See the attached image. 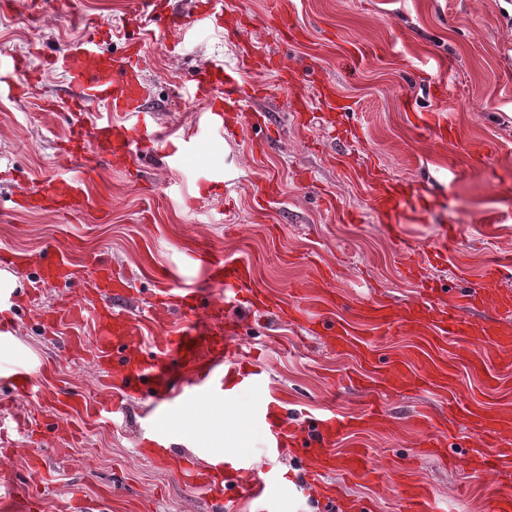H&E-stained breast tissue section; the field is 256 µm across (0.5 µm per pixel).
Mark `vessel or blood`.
<instances>
[{"mask_svg": "<svg viewBox=\"0 0 512 512\" xmlns=\"http://www.w3.org/2000/svg\"><path fill=\"white\" fill-rule=\"evenodd\" d=\"M168 0H142L140 14L148 21L143 36L129 44L122 55L112 57L100 50L101 26H94L82 38L57 51L52 58L40 59L38 65L14 57H0V90L13 94L25 83L33 70L62 72L76 92L72 108L87 104L100 108L94 118L79 123L70 132L72 140L97 153L131 155L141 150L147 140L141 118L148 110L152 89L143 77L144 48L147 39L182 42L188 32L186 24L167 20ZM266 73L273 80L288 78L290 68L284 57L256 56L249 69L224 65L213 59L193 72L189 78L192 96L202 103L197 115L198 126L190 127L181 136L184 151H194L199 125L224 131L237 124L248 112L255 96L269 93L267 84L248 80V73ZM336 109L332 88H323L317 102H300L295 110L305 123L317 120L319 113ZM84 174L68 171L46 179L34 192L20 191L14 205L20 211L48 208L74 211L89 203ZM403 189L390 192L371 190L370 209L376 215L395 216L404 199ZM203 267L211 292L178 293L163 289L157 306H164L166 297H180L183 321L176 332L157 340L139 357L128 354L130 338L136 332L132 318L114 309L111 300L127 296V280L98 256H91L84 267V278L96 290L107 294L108 300L90 305L82 300L60 304L54 317L79 321L93 315L97 330L91 342L95 360L105 373H119L118 387L125 396L151 400L154 404L175 400L209 399L222 402L226 395L246 377L244 362L230 350L235 324L227 316L226 293L247 294L251 284L249 265L242 262L207 259ZM512 274V255L489 262L478 283L449 294L445 289L422 287L417 300L394 307L382 298L363 304L359 316L369 328L360 333L330 312L312 314L313 299L297 296L287 309L290 322L320 331L330 347L339 352H354L367 366L369 375L381 377L388 388H417L441 395L450 410L462 412L470 432L459 442L452 441L450 431L424 417L415 424L422 452L442 456L453 453L455 463L467 470L485 488L486 512H512V417L489 411L482 399L466 395L457 386V371L465 369L482 380L485 389H497L503 375L512 373V332L488 323L477 327L465 318V311L483 305L498 316H512V291L500 289L505 274ZM38 276L42 282L71 281L73 273L68 261L54 251H45ZM425 331L420 343L391 362L377 360V343L389 336H406L416 327ZM36 374L25 366L6 373L7 384L17 393L32 388ZM59 413L80 410L86 416L99 414L94 400L68 394L58 399ZM260 419L267 426L269 451L287 455L288 445L282 439L284 422L275 399H264ZM380 403H371L367 413L339 418L328 416L317 422H303L299 433L307 454L304 462L311 478L320 481L335 468L346 475L368 482L385 481L386 473L372 459L367 449H352L343 460L331 452L338 437L349 430L386 421ZM141 454L169 464L176 472L189 476L209 490L216 498L231 502L252 501L262 504L263 512H278L273 501L276 481L271 470L257 467L248 455H240L236 466H228L223 456H212L205 469L193 468L188 459L173 453L167 445L165 432L151 431L142 441ZM398 495L405 512H433V493L423 483L400 486Z\"/></svg>", "mask_w": 512, "mask_h": 512, "instance_id": "b4317fda", "label": "vessel or blood"}]
</instances>
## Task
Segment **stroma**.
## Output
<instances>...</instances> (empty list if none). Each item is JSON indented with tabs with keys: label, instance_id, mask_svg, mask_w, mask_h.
<instances>
[{
	"label": "stroma",
	"instance_id": "35a3bbf8",
	"mask_svg": "<svg viewBox=\"0 0 512 512\" xmlns=\"http://www.w3.org/2000/svg\"><path fill=\"white\" fill-rule=\"evenodd\" d=\"M136 0H50L32 15L28 0H10L0 8V55L34 58L63 48L90 24L113 22L104 38L105 54L117 56L137 26H121ZM198 0H170V10L191 31L176 48L150 44L144 68L153 86L149 103L155 118L149 131H174L191 124L200 108L186 94L197 67L218 58L233 64L243 47L259 54L286 56L293 76L287 87L255 99L268 114L269 128L241 124L237 135L204 130L200 147L179 164L165 167L153 154L109 161L92 154L69 159L59 150L72 126L97 113L62 109L71 91L63 75L50 72L14 97L0 98V159L14 176L0 179V248L33 257L12 270L14 299L6 313L14 326L10 345L0 346V374L16 366L36 373L32 390L13 392L0 382V418L14 410L31 413L40 426V442L9 427V462L19 493L29 494L34 512H71V486H81L97 512H215L206 495L153 460L136 444L151 418L148 400L129 397L112 410L113 388L105 386L94 362L91 328L74 331L53 326L50 312L62 301L90 295L83 279L44 283L35 258L45 247L64 252L74 271L86 255L98 253L127 273L129 293L121 305L143 314L156 289L173 287L201 293L210 286L200 274L197 254L249 261L254 288L261 295L290 298L298 289L331 287L344 298L342 317L355 320L361 301L381 297L392 305L413 298L422 280L456 288L459 265L479 269L495 254H512V0H282L290 14L291 41L281 39L268 22V0H238L224 11V30L194 23ZM370 55L349 72L342 59L352 46ZM334 84L349 108L336 126L348 133L337 139L325 123L301 125L293 112L297 100H316L319 81ZM439 116L445 137L421 127L419 116ZM271 139L258 158L252 141ZM490 147L482 162L469 146ZM375 163L393 181L410 184L425 200L401 213L388 230L369 208L362 178ZM85 168L96 205L87 211L17 213L13 200L22 190L40 188L44 179L68 166ZM218 174L221 190H200L201 177ZM279 194L265 208L254 197L268 180ZM440 252V263L426 265L421 279H405L396 254L399 239ZM333 271L331 282L320 271ZM255 303L237 308L240 334L233 345L253 355L264 387L280 398L290 431L309 418L330 413H362L379 402L389 413L376 424L338 439L337 454L361 447L388 468L394 483L425 481L440 512H476L465 495L466 471L440 459L416 457L413 419L428 413L465 434L461 415L430 392L392 391L371 381L367 387L339 388L345 375L359 371L356 358L330 348L326 337L290 323L274 308L255 320ZM84 336L83 344L73 342ZM95 396L100 418L70 414L56 419L50 410L59 391ZM262 389L244 385L225 400L227 411L246 431L218 436L204 418L176 429L172 449L193 454L204 465L205 449L242 448L258 465L277 471L275 494L280 512H326L321 491L308 482L301 454L271 456L267 432L255 414ZM42 457L52 473L49 483L29 471L30 455ZM340 503L360 499L373 512H402L393 485L382 488L345 480L331 472Z\"/></svg>",
	"mask_w": 512,
	"mask_h": 512
}]
</instances>
